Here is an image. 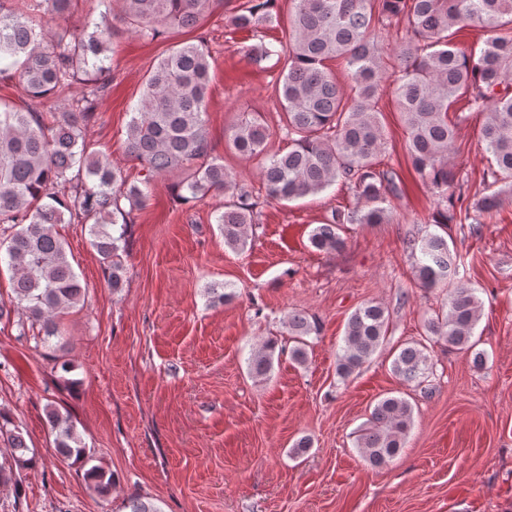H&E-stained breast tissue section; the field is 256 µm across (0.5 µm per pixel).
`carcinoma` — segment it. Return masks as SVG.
<instances>
[{"label":"carcinoma","instance_id":"1","mask_svg":"<svg viewBox=\"0 0 512 512\" xmlns=\"http://www.w3.org/2000/svg\"><path fill=\"white\" fill-rule=\"evenodd\" d=\"M0 0V62L20 64L27 95L42 101L65 91L79 76H101L106 66L108 24L93 30L63 32L51 38L36 31L19 7ZM123 20L143 40H154L167 28L197 27L205 0H120ZM276 0H245L232 18L235 28L251 34L254 44L239 51L256 62L285 59L275 96L286 123L281 127L288 151L269 153V125L261 113L234 124L231 147L242 157L260 160L259 189L224 171L213 155L206 128L210 86V55L202 45L182 43L161 58L145 80L128 124L127 153L139 161L145 178L129 185L123 172L103 155L88 149L85 123L97 115L104 86L85 88L66 112L30 109L0 111V263L13 272V297L0 302V320L17 310L41 344L65 350L62 315L85 300L87 288L75 274L56 226L90 221L92 245L99 254L107 284L123 286L127 273L121 243L130 214L147 205L154 178L179 174L176 198L182 204L217 193L231 198L217 223L224 245L244 249L249 227L257 223L258 193L267 200L294 201L323 192L334 182L347 186L358 200L352 210L335 209L331 218L309 234V247L333 254L345 246L346 224H387L390 197L396 195L395 173L379 167L384 147L379 87L394 78L393 93L407 130L406 155L422 184L434 194L438 210L424 220L435 230L407 242L413 268L424 288H439L466 269L448 245L447 226L462 215V195L455 185L468 181L449 164L458 124L448 112L460 97L467 111L482 112L481 139L494 164L482 173L481 184L491 193L475 204L490 215L512 199V0H292L286 41L267 42V24L277 17ZM403 21L404 33L393 57L381 51L375 32ZM493 34L479 55L467 54L453 43L465 29ZM346 65L350 92H345L328 62ZM477 290L458 285L426 332L448 345L474 354L484 352L473 340L481 317ZM388 311L366 302L348 317L337 374L349 377L382 345L388 331ZM293 336L291 359L307 361L306 337L318 334V319L304 312L288 315ZM277 342L270 340L251 353L250 373L271 371ZM427 347L408 342L398 348L393 372L416 381L431 369ZM47 421L57 454L77 470L94 494L106 500L115 484L94 449L86 446L69 413L50 404ZM413 421L411 404L401 396L378 400L368 426L355 447L373 467L394 460L405 447ZM0 413V439L12 449L14 466L0 464V485L17 483L14 469L32 464L18 427Z\"/></svg>","mask_w":512,"mask_h":512}]
</instances>
